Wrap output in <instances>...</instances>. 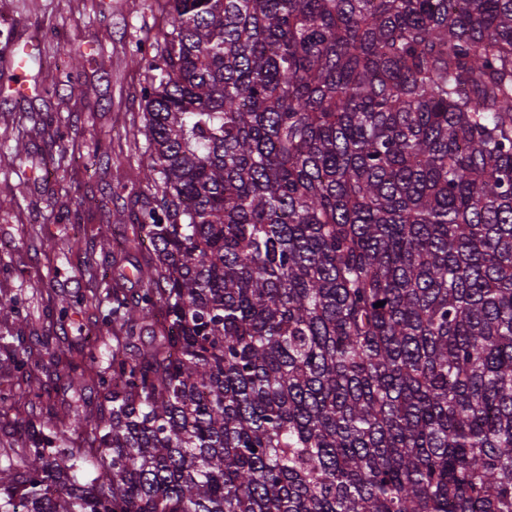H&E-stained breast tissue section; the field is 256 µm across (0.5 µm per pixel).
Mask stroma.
I'll return each mask as SVG.
<instances>
[{"mask_svg":"<svg viewBox=\"0 0 512 512\" xmlns=\"http://www.w3.org/2000/svg\"><path fill=\"white\" fill-rule=\"evenodd\" d=\"M167 27L163 0H0V68L10 43L30 45L37 87L20 103L0 97V152L23 148L0 166V294L20 299L19 317L0 316V335L48 336L65 349L93 324L111 343L95 299L134 292V267L152 258L114 214L131 194L149 203L157 193L140 172L139 94ZM96 154L110 163L88 167ZM104 235L125 252L101 251ZM63 296L74 305L60 323L50 311Z\"/></svg>","mask_w":512,"mask_h":512,"instance_id":"1","label":"stroma"}]
</instances>
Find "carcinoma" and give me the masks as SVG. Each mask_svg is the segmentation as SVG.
Returning a JSON list of instances; mask_svg holds the SVG:
<instances>
[{"label": "carcinoma", "mask_w": 512, "mask_h": 512, "mask_svg": "<svg viewBox=\"0 0 512 512\" xmlns=\"http://www.w3.org/2000/svg\"><path fill=\"white\" fill-rule=\"evenodd\" d=\"M165 8L153 264L106 355L0 336V512H512V0Z\"/></svg>", "instance_id": "1"}]
</instances>
